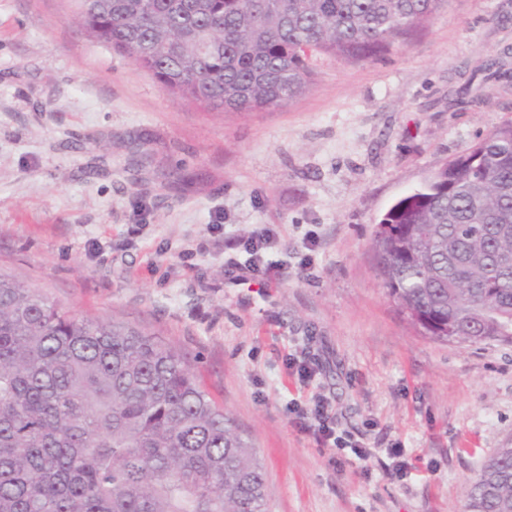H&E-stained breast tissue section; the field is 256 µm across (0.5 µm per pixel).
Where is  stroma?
Masks as SVG:
<instances>
[{
  "label": "stroma",
  "mask_w": 512,
  "mask_h": 512,
  "mask_svg": "<svg viewBox=\"0 0 512 512\" xmlns=\"http://www.w3.org/2000/svg\"><path fill=\"white\" fill-rule=\"evenodd\" d=\"M70 11L0 0V273L186 356L254 444L272 512H463L512 446V345L416 331L372 243L396 201L512 121V0H446L407 45L319 55L306 93L243 113L164 90ZM262 225L277 242L256 281L224 240ZM319 400L349 447L295 425Z\"/></svg>",
  "instance_id": "obj_1"
}]
</instances>
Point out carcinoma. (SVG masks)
<instances>
[{
    "label": "carcinoma",
    "mask_w": 512,
    "mask_h": 512,
    "mask_svg": "<svg viewBox=\"0 0 512 512\" xmlns=\"http://www.w3.org/2000/svg\"><path fill=\"white\" fill-rule=\"evenodd\" d=\"M446 2L94 0L78 22L165 90L257 112L308 89L312 55L369 59ZM374 252L412 325L511 345L499 325L512 319V121L392 205ZM0 512H270V501L253 444L180 352L0 274ZM464 512H512V448L484 461Z\"/></svg>",
    "instance_id": "obj_1"
}]
</instances>
